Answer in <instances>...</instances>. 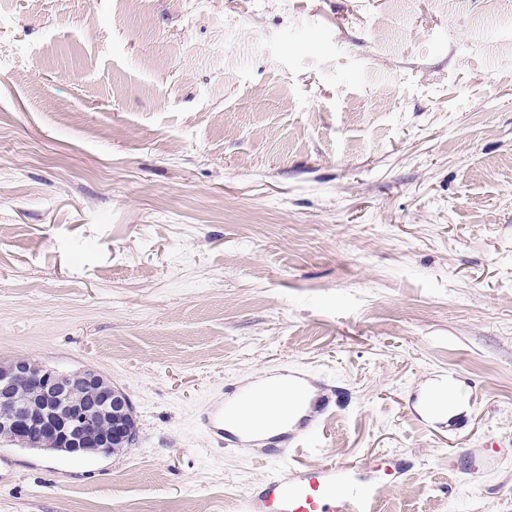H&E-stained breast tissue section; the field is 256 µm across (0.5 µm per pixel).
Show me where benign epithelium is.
<instances>
[{"instance_id":"7a95c632","label":"benign epithelium","mask_w":512,"mask_h":512,"mask_svg":"<svg viewBox=\"0 0 512 512\" xmlns=\"http://www.w3.org/2000/svg\"><path fill=\"white\" fill-rule=\"evenodd\" d=\"M128 395L93 368L60 372L41 362H0V436L68 455L130 448L136 432Z\"/></svg>"}]
</instances>
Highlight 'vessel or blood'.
<instances>
[{
  "label": "vessel or blood",
  "mask_w": 512,
  "mask_h": 512,
  "mask_svg": "<svg viewBox=\"0 0 512 512\" xmlns=\"http://www.w3.org/2000/svg\"><path fill=\"white\" fill-rule=\"evenodd\" d=\"M272 378L289 399L287 421L256 424L247 399L253 388L249 381L225 386L200 420L216 446L261 447L276 463L274 472L244 497L240 512H377L384 489L403 475L402 464L367 473L354 462H301L297 451L318 439L332 388L300 366L276 370Z\"/></svg>",
  "instance_id": "1"
}]
</instances>
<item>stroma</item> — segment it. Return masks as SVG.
<instances>
[{"label":"stroma","mask_w":512,"mask_h":512,"mask_svg":"<svg viewBox=\"0 0 512 512\" xmlns=\"http://www.w3.org/2000/svg\"><path fill=\"white\" fill-rule=\"evenodd\" d=\"M17 357L100 371L137 440H0V512H236L274 464L197 421L283 362L339 390L307 462L412 458L379 512H512V0H0ZM435 397L436 404L432 403ZM466 401L454 394L453 382L448 378H440L432 383L427 394L424 409L434 422H447L453 417L459 416L466 409Z\"/></svg>","instance_id":"obj_1"}]
</instances>
